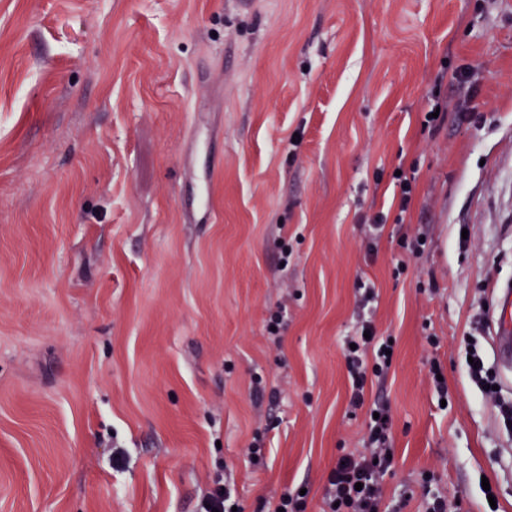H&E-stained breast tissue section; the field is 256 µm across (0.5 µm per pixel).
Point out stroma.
I'll list each match as a JSON object with an SVG mask.
<instances>
[{
  "instance_id": "1",
  "label": "stroma",
  "mask_w": 512,
  "mask_h": 512,
  "mask_svg": "<svg viewBox=\"0 0 512 512\" xmlns=\"http://www.w3.org/2000/svg\"><path fill=\"white\" fill-rule=\"evenodd\" d=\"M399 169L408 221L368 239ZM367 282L387 493L419 512L430 470L512 512V426L465 362L512 289V0H0V512H197L228 472L243 512L301 486L319 512L366 431L342 347ZM427 343L433 348V352H435L433 353L434 356L429 361V377L434 389L439 395L440 405L442 399L446 400V407H442L445 409L448 408V385L441 368V363L436 356V350L440 347V340L436 336L429 335L427 336ZM437 374L443 377V381L437 379Z\"/></svg>"
}]
</instances>
